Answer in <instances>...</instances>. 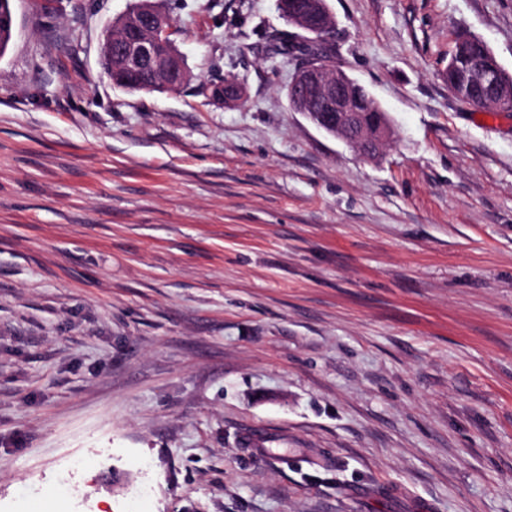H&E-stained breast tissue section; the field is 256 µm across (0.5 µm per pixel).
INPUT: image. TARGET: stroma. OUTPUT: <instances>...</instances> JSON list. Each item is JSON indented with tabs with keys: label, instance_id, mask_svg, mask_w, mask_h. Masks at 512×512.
<instances>
[{
	"label": "stroma",
	"instance_id": "stroma-1",
	"mask_svg": "<svg viewBox=\"0 0 512 512\" xmlns=\"http://www.w3.org/2000/svg\"><path fill=\"white\" fill-rule=\"evenodd\" d=\"M135 2L12 0L0 512H512V112L444 75L512 73V0H328L372 159L291 109L276 0H159L188 79L117 87Z\"/></svg>",
	"mask_w": 512,
	"mask_h": 512
}]
</instances>
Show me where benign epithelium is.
I'll use <instances>...</instances> for the list:
<instances>
[{
  "label": "benign epithelium",
  "instance_id": "obj_1",
  "mask_svg": "<svg viewBox=\"0 0 512 512\" xmlns=\"http://www.w3.org/2000/svg\"><path fill=\"white\" fill-rule=\"evenodd\" d=\"M282 16L299 30L296 35L283 33L291 54L302 60L289 85L291 107L304 113L319 129L332 135L367 158L376 157L386 143L390 123L379 119L370 127L361 122L359 94L365 88L343 70L325 61L324 48L332 45L335 35L333 17L327 0H278ZM173 25L164 12H147L132 19L117 18L105 31L101 57L119 58L125 67L126 81L137 83L147 72L156 87L164 90L171 82L182 80L186 72L182 54L172 39ZM449 88L467 105L502 107L512 97V74L489 56L486 64L475 69L472 89L468 92L451 84ZM243 88L233 82L213 86L212 95L233 100Z\"/></svg>",
  "mask_w": 512,
  "mask_h": 512
}]
</instances>
